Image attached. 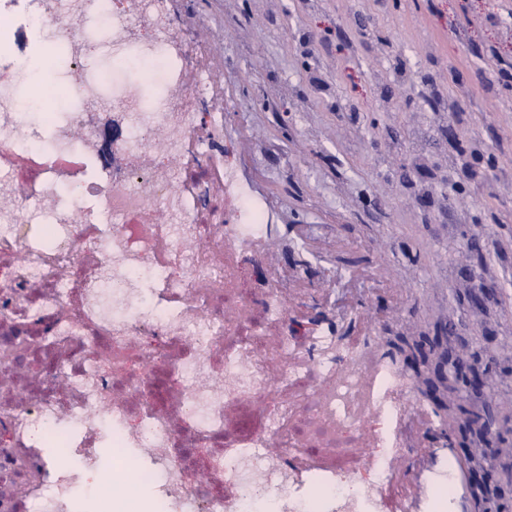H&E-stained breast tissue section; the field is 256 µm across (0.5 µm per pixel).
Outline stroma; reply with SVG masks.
<instances>
[{
    "mask_svg": "<svg viewBox=\"0 0 512 512\" xmlns=\"http://www.w3.org/2000/svg\"><path fill=\"white\" fill-rule=\"evenodd\" d=\"M265 208L260 268L377 328L512 336V0H167ZM493 287L474 307L470 295Z\"/></svg>",
    "mask_w": 512,
    "mask_h": 512,
    "instance_id": "1",
    "label": "stroma"
}]
</instances>
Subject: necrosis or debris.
Masks as SVG:
<instances>
[{"mask_svg":"<svg viewBox=\"0 0 512 512\" xmlns=\"http://www.w3.org/2000/svg\"><path fill=\"white\" fill-rule=\"evenodd\" d=\"M28 30L64 46L76 109L56 75L30 87ZM196 53L165 0H0V383L29 390L0 387V512H114L141 485L165 512H456L455 458L396 469L423 411L373 321L297 329L284 281L247 277L269 226L211 164L224 104ZM159 84L179 91L145 103Z\"/></svg>","mask_w":512,"mask_h":512,"instance_id":"4bbe7bcc","label":"necrosis or debris"}]
</instances>
